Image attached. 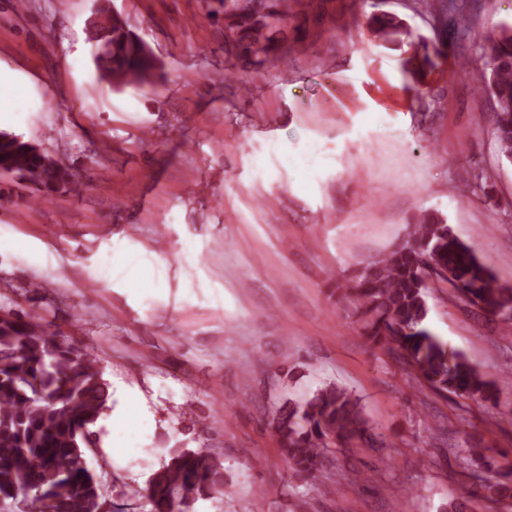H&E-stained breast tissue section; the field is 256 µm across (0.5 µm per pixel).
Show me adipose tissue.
Returning <instances> with one entry per match:
<instances>
[{
	"label": "adipose tissue",
	"instance_id": "1",
	"mask_svg": "<svg viewBox=\"0 0 512 512\" xmlns=\"http://www.w3.org/2000/svg\"><path fill=\"white\" fill-rule=\"evenodd\" d=\"M162 276V269L137 266L132 254L127 252L112 261L113 280L123 284L133 295L155 291ZM112 400V433L103 445L105 454L110 457L137 450L141 436L157 428V416L139 388L116 385Z\"/></svg>",
	"mask_w": 512,
	"mask_h": 512
}]
</instances>
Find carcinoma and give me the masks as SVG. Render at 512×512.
Masks as SVG:
<instances>
[{
	"instance_id": "cac0c4a2",
	"label": "carcinoma",
	"mask_w": 512,
	"mask_h": 512,
	"mask_svg": "<svg viewBox=\"0 0 512 512\" xmlns=\"http://www.w3.org/2000/svg\"><path fill=\"white\" fill-rule=\"evenodd\" d=\"M213 2L218 8L209 15L223 14L234 46L255 56L274 51L268 33L288 18L285 0ZM367 28L382 44L411 38L406 23L394 15H373ZM90 38L100 43L94 63L101 78L122 87L152 84L157 61L112 10L111 0H95ZM481 50L487 68L476 82L492 102L499 156L511 162L512 25L503 23L489 32ZM433 53L439 50L420 43L404 60V71L422 77L432 66ZM0 171L49 193L75 180L69 166L43 144L5 130H0ZM432 272L460 300L501 317L503 334L512 335V288L500 285L490 266L434 213L424 214L383 258L355 273L353 315L362 322L368 345L392 355L434 393L494 405L496 381L425 326ZM96 362L87 347L34 320L8 312L0 316V499L22 497L24 512H100L105 507L108 497L83 463L87 449L95 446L92 427L109 398ZM272 429L284 460L309 479L326 470L329 457L373 441L359 398L336 384L285 401L273 416ZM470 452L498 476L487 485L491 501L512 499V459L487 456L482 448ZM223 489L224 466L216 454L175 450L150 476L146 500L150 512H188L194 497Z\"/></svg>"
}]
</instances>
